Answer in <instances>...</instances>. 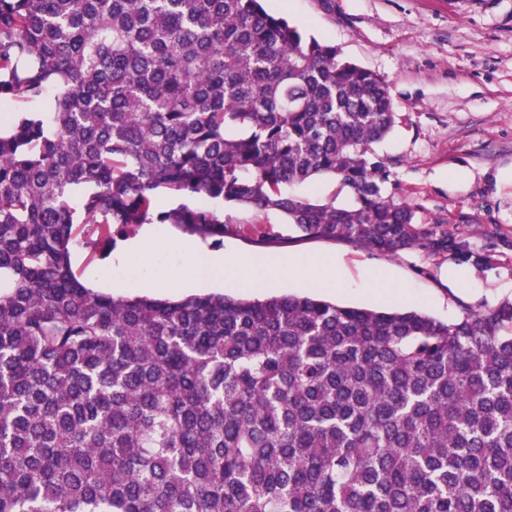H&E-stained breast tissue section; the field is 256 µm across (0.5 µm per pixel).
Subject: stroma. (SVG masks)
Instances as JSON below:
<instances>
[{"label":"stroma","mask_w":512,"mask_h":512,"mask_svg":"<svg viewBox=\"0 0 512 512\" xmlns=\"http://www.w3.org/2000/svg\"><path fill=\"white\" fill-rule=\"evenodd\" d=\"M271 14L301 24L344 58L386 83L397 123L376 144L396 197L419 226L452 244L395 256L327 239L298 237L275 211L224 205L227 261L246 254L335 256L344 275L330 301L379 308L368 293L387 267L412 295L404 302L439 320L512 300V0H264ZM452 269L472 280L464 287ZM229 296L313 295L303 280L249 287L237 271Z\"/></svg>","instance_id":"1"}]
</instances>
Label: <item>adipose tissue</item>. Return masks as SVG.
I'll list each match as a JSON object with an SVG mask.
<instances>
[{
	"label": "adipose tissue",
	"mask_w": 512,
	"mask_h": 512,
	"mask_svg": "<svg viewBox=\"0 0 512 512\" xmlns=\"http://www.w3.org/2000/svg\"><path fill=\"white\" fill-rule=\"evenodd\" d=\"M164 236L153 225L144 226L141 233L114 251L106 263L89 275L90 283L111 287L148 289L156 286L154 269L166 251ZM177 267L168 271L164 280L171 288H215L233 285L234 274L228 267L223 252L203 249L196 242L185 239L176 245ZM245 264L251 266L260 282L274 283L277 277L291 273L300 275L310 286L336 289L342 285L343 274L335 259L322 256L288 255L276 258L248 256Z\"/></svg>",
	"instance_id": "ef3b65f1"
}]
</instances>
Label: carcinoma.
I'll return each instance as SVG.
<instances>
[{"instance_id": "1", "label": "carcinoma", "mask_w": 512, "mask_h": 512, "mask_svg": "<svg viewBox=\"0 0 512 512\" xmlns=\"http://www.w3.org/2000/svg\"><path fill=\"white\" fill-rule=\"evenodd\" d=\"M0 512H512V302L442 321L87 287L209 199L394 256L385 82L260 0H0ZM331 176L339 207L288 192ZM160 189L201 204L158 210Z\"/></svg>"}]
</instances>
